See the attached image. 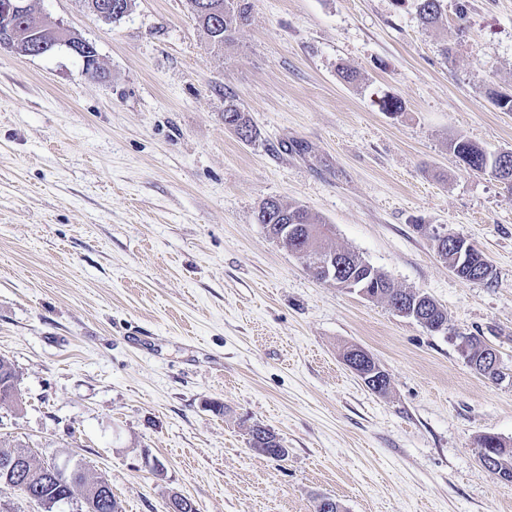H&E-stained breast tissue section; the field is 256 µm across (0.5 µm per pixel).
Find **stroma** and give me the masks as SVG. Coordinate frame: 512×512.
Instances as JSON below:
<instances>
[{"instance_id": "stroma-1", "label": "stroma", "mask_w": 512, "mask_h": 512, "mask_svg": "<svg viewBox=\"0 0 512 512\" xmlns=\"http://www.w3.org/2000/svg\"><path fill=\"white\" fill-rule=\"evenodd\" d=\"M238 0L213 49L187 0H135L119 22L83 0H30L92 43L0 47V357L20 401L0 438L105 476L119 512H512L477 439L512 445V193L450 148L512 151V0ZM356 71L349 84L339 68ZM234 96L258 136L224 124ZM393 95L403 109L382 112ZM269 199L332 227L337 247L433 298L427 330L313 279L257 221ZM476 245L486 285L456 277L434 232ZM494 347L492 381L456 335ZM367 350L371 391L343 362ZM261 425L288 450L250 448ZM370 355L367 351L361 347L349 348L343 356V361L357 375L361 374L367 379L370 386L374 387L375 390L379 391L385 384H388V377L386 373L373 368L368 371Z\"/></svg>"}]
</instances>
